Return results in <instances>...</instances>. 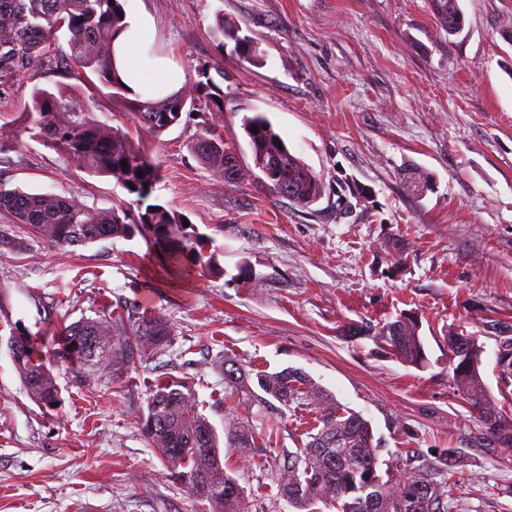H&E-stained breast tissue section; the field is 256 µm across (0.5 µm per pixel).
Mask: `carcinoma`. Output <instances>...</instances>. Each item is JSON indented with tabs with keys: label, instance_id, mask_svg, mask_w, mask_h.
I'll return each instance as SVG.
<instances>
[{
	"label": "carcinoma",
	"instance_id": "1",
	"mask_svg": "<svg viewBox=\"0 0 512 512\" xmlns=\"http://www.w3.org/2000/svg\"><path fill=\"white\" fill-rule=\"evenodd\" d=\"M433 15L447 34L458 33L464 17L459 0H430ZM122 0H0V86L17 73L40 65L56 46L58 34H66L67 49L60 50L61 64L78 77L90 71L111 96L123 101L135 124L158 138L180 124L185 111L224 112L221 88L209 75L195 83L193 93L180 91L153 99L136 94L121 80L115 66L112 43L125 27ZM211 37L237 42L241 56L250 61L255 51L238 36L234 25L219 11ZM17 121L32 139L73 161L91 175L111 177L135 196L136 217L128 208L95 210L71 197L54 193H30L0 184V213L9 223L0 225V251L21 252L25 237L19 228L59 250L86 246L109 238L140 235L154 247L166 272L190 273L195 267L212 266L208 239L184 216L160 204H145L159 182L158 164L127 132L99 120L81 88L58 83L36 87L31 104ZM249 138L254 170L251 176L267 190L282 194L302 206L316 203L324 189L317 175L290 152L268 118L256 112L243 119ZM258 132H253V129ZM198 161L226 182L243 178L235 153L224 144L223 132L206 123L191 143ZM127 167H122V164ZM379 335L401 361L417 365L425 352L416 321L410 316L384 325ZM170 338L168 322L159 317L111 316L105 312L62 326L47 339L28 331L9 337L7 347L30 396L42 407L59 402L52 367L61 365L73 376L110 374L122 379L136 370L143 358L163 349ZM224 399L232 397L262 402L271 397L285 406L306 401L321 405L318 425L309 441L288 453L287 464L277 473L283 497L297 512H314L321 503L336 512H441L447 478L436 479L437 469L413 467L402 475L383 480L379 474V446L370 423L360 414L339 405L303 373L285 370L255 374L224 358ZM467 388L466 401L479 413L489 442L512 444V423L487 407L489 396L475 375L453 376ZM142 430L150 447L157 450L172 477L208 512H247L244 491L230 476L220 455L216 427L197 410V400L183 377L169 376L157 382L143 412ZM230 447L246 458L256 447L255 431L244 421L229 418L224 436Z\"/></svg>",
	"mask_w": 512,
	"mask_h": 512
}]
</instances>
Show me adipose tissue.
<instances>
[{
	"instance_id": "ef3b65f1",
	"label": "adipose tissue",
	"mask_w": 512,
	"mask_h": 512,
	"mask_svg": "<svg viewBox=\"0 0 512 512\" xmlns=\"http://www.w3.org/2000/svg\"><path fill=\"white\" fill-rule=\"evenodd\" d=\"M153 41V25L146 16L129 20L113 42L115 67L133 93L164 97L178 90L183 75L167 58L151 54Z\"/></svg>"
}]
</instances>
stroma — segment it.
I'll list each match as a JSON object with an SVG mask.
<instances>
[{
    "mask_svg": "<svg viewBox=\"0 0 512 512\" xmlns=\"http://www.w3.org/2000/svg\"><path fill=\"white\" fill-rule=\"evenodd\" d=\"M459 5L463 29L449 36L429 0H137L184 87L223 67L224 110L209 118L242 168L253 165L243 119L258 111L324 193L302 207L248 176L224 182L188 149L204 113L156 138L121 102L96 96L99 119L129 130L159 165L151 202L211 237L214 261L174 282L138 237L69 251L32 237L22 253H0V512H206L142 433L156 383L179 373L215 427L231 411L254 428L250 457L221 450L248 512H295L276 471L306 442L317 408L228 407L225 356L247 370L305 373L370 422L391 468L456 449L448 512H512V446L487 443L448 349L449 333L477 337L489 405L512 421L491 328L512 326V0ZM219 11L259 62L212 39ZM57 80L33 67L0 93V126L19 142L0 153V182L102 211L129 202L114 179L75 169L17 124L32 88ZM415 169L427 181L420 191L408 182ZM126 308L166 319L168 346L120 380L79 382L55 367L61 403L37 405L8 351L11 330L50 335ZM403 315L418 323V366L378 336ZM351 325L371 332L348 335Z\"/></svg>",
    "mask_w": 512,
    "mask_h": 512,
    "instance_id": "stroma-1",
    "label": "stroma"
}]
</instances>
